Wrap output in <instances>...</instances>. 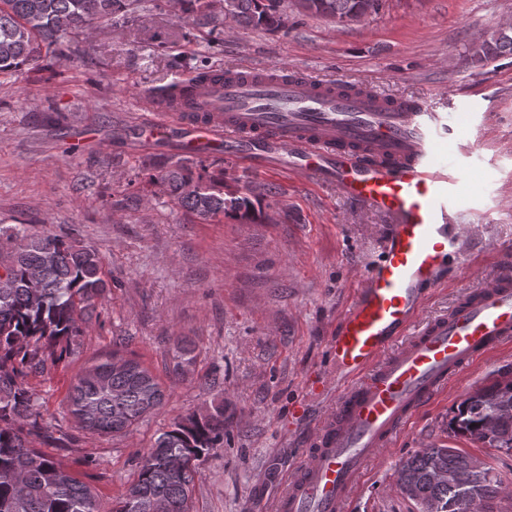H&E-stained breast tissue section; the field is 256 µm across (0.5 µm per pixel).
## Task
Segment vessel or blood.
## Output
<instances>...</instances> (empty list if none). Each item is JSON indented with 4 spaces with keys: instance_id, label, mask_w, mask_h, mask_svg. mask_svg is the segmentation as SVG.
<instances>
[{
    "instance_id": "vessel-or-blood-1",
    "label": "vessel or blood",
    "mask_w": 512,
    "mask_h": 512,
    "mask_svg": "<svg viewBox=\"0 0 512 512\" xmlns=\"http://www.w3.org/2000/svg\"><path fill=\"white\" fill-rule=\"evenodd\" d=\"M140 127L179 133L186 156H224L259 171L312 178L385 216L378 250L329 342L343 386L273 512H348L364 475L428 402L489 354L512 344V248L466 224L458 203L478 157L460 141L473 117L428 111L342 80L276 67H219L149 92ZM483 243L500 268L440 316L420 318L424 292L450 260Z\"/></svg>"
}]
</instances>
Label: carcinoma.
Listing matches in <instances>:
<instances>
[{
  "mask_svg": "<svg viewBox=\"0 0 512 512\" xmlns=\"http://www.w3.org/2000/svg\"><path fill=\"white\" fill-rule=\"evenodd\" d=\"M186 14L216 26L274 31L280 0H179ZM298 9L338 24L377 13L381 0H297ZM141 0H0V75L53 58L70 60L75 37L89 35L104 19L118 22ZM512 57V27L481 37L470 49L474 66ZM148 185L206 224L226 217L249 220L255 206L247 195L224 191V169L181 157L150 175ZM0 512H99L92 490L60 464L29 445L40 435L38 412L24 378L84 333L89 313L106 292L97 254L59 235H30L0 226ZM165 392L138 360L116 352L84 369L71 385L68 406L83 428L119 433L157 410ZM456 433L491 448L512 450V372L462 400L450 419ZM224 445V406L192 415L162 433L142 459L115 512H152L164 500L173 512H191L196 461ZM401 491L419 512H472L505 491L487 464L454 448H423L397 471Z\"/></svg>",
  "mask_w": 512,
  "mask_h": 512,
  "instance_id": "cac0c4a2",
  "label": "carcinoma"
}]
</instances>
